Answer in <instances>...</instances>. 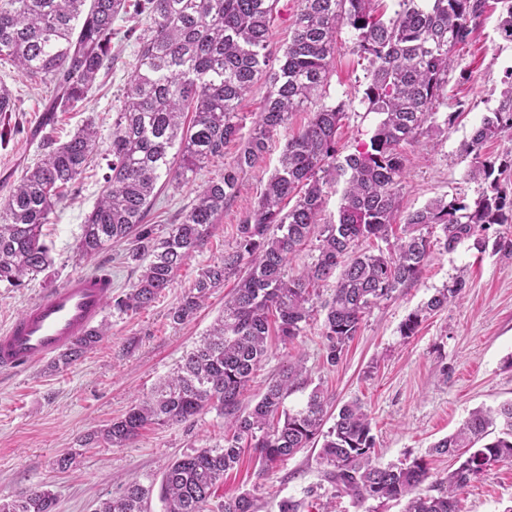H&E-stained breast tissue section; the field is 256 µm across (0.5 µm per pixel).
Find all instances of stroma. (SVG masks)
<instances>
[{"instance_id": "1", "label": "stroma", "mask_w": 512, "mask_h": 512, "mask_svg": "<svg viewBox=\"0 0 512 512\" xmlns=\"http://www.w3.org/2000/svg\"><path fill=\"white\" fill-rule=\"evenodd\" d=\"M503 8L502 0H488L468 44L457 53L448 75V96L437 107L442 116L457 113L454 126L421 136L406 148L410 161L403 176L402 211L438 197L458 196L471 202L483 190L469 180L473 160L460 155L459 145L497 108L505 75L512 71V41L498 29ZM115 27L112 67L101 73L85 101L74 108H55L52 86L19 75L10 64L0 65V85L11 91L15 104L10 115L13 132L0 142V202L28 169L85 123H93L100 145H108L137 51L134 40L125 35L126 23L116 22ZM352 47L353 33L344 29L322 91L324 103L345 104L346 116L338 131L345 154L368 141L378 121L377 114L367 112L361 102L367 62ZM286 135L275 137L264 157L241 174L238 193L212 225L203 248L186 260L155 302L132 316L104 307L99 321L108 324V336L67 368L54 369L45 359L20 373L0 375V497L44 486L56 497V512H95L99 502L116 495L124 481L160 485L171 461L191 449L223 443L224 420L212 410L185 422L149 427L127 448L82 449L77 439L124 414L135 399L149 396L222 313L224 298L235 285L231 278L210 295L192 321L176 324L169 317L201 269L234 249L236 227L255 206ZM240 148V141L225 146L223 155L210 158L191 183L164 185L149 216L156 231L175 223L192 203L196 187L219 178ZM106 171L104 157H96L85 177L50 214L42 229L50 267L25 287L0 285V329L49 290L97 266L111 268L113 295H121L136 282L139 271L125 262L124 244H112L92 257L77 250L85 217L105 187ZM442 239L440 228H433L431 254L420 278L372 306L336 365L323 361L322 316H315L292 342L273 339L254 373L250 397L260 395L289 362L303 360L309 385L326 391L331 406L351 400L364 404L380 463L424 458L431 479L445 477L450 460L430 455L433 444L455 432L472 410L512 400V258L478 252L468 243L449 253ZM459 274L467 281L462 298L427 316L413 336H402L400 327L409 314ZM71 451L77 454L73 467L66 472L54 469L55 457ZM324 470L316 447L302 449L268 470L249 450L225 473L218 496L250 493L258 512H278V503L285 498L304 501L303 512H323L327 506L334 512H404L401 500L356 504L324 480ZM459 508L512 512V465H493L473 479L459 494Z\"/></svg>"}]
</instances>
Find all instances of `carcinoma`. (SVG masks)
<instances>
[{"instance_id":"1","label":"carcinoma","mask_w":512,"mask_h":512,"mask_svg":"<svg viewBox=\"0 0 512 512\" xmlns=\"http://www.w3.org/2000/svg\"><path fill=\"white\" fill-rule=\"evenodd\" d=\"M381 2L299 0L279 58L268 50L279 0H0V62L53 86L62 108L81 103L112 59L115 21L145 17L141 33L128 28L135 34L136 65L112 124L106 186L78 243L87 257L113 242L128 243L125 259L142 271L128 292L112 300L120 314L150 306L203 247L237 193L240 174L288 129L293 113L320 96L343 28L355 31L353 52L368 62L362 102L381 116L369 141L341 154V103L320 105L306 126L286 138L257 205L236 227L235 249L203 268L170 312L175 324L191 320L212 291L237 274L222 315L149 397L79 439L82 448H122L148 425L215 410L224 418V444L194 448L167 465L160 486L165 512H212L210 501L224 473L240 462L245 439L267 468L319 441L325 478L337 492L360 503L405 499V512H460L458 494L473 478L494 464L512 463L511 400L472 411L456 432L432 446L431 453L457 466L426 488L425 459L386 466L374 460L371 422L360 401L341 405L327 429L328 398L317 386L301 409H285L288 396L306 385L300 362L288 364L258 399L245 402L252 375L268 354V337L274 332L286 343L300 336L314 314L312 290L319 283L334 280L331 298L321 305L323 358L334 366L367 310L417 281L430 254L425 230L440 227L448 252L470 241L480 252L512 258V235L490 232L512 224V194L495 176L498 169H512V158L480 159L485 144L512 134V71L498 107L459 146L461 154L474 155L468 178L487 187L472 202L440 197L401 215V178L409 162L404 146L437 125L435 105L447 96L455 51L467 42L486 0H397L390 16ZM263 75L269 89L255 113L252 136L220 179L196 189L180 223L156 236L147 216L160 193L159 180L188 183L209 158L224 154V145L239 136L238 104ZM187 112L192 117L185 122ZM99 148L97 131L88 123L26 171L0 203V284L19 288L49 267L42 227ZM338 184L343 188L337 220L320 226L326 190ZM400 218L404 235L388 251L360 249L366 241L388 240ZM313 239L315 260L293 273L289 260ZM465 288L463 276L449 279L407 317L401 335H413L424 318L448 307ZM107 330L102 324L78 337L55 367L71 365ZM152 493L153 486L131 481L100 502L97 512H148ZM54 507L55 496L44 487L0 500V512ZM218 512H257V504L241 493L224 499Z\"/></svg>"}]
</instances>
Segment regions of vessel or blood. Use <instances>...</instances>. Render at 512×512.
<instances>
[{"label":"vessel or blood","instance_id":"obj_1","mask_svg":"<svg viewBox=\"0 0 512 512\" xmlns=\"http://www.w3.org/2000/svg\"><path fill=\"white\" fill-rule=\"evenodd\" d=\"M110 277L78 274L29 304L0 332V369L16 370L64 352L100 317Z\"/></svg>","mask_w":512,"mask_h":512}]
</instances>
